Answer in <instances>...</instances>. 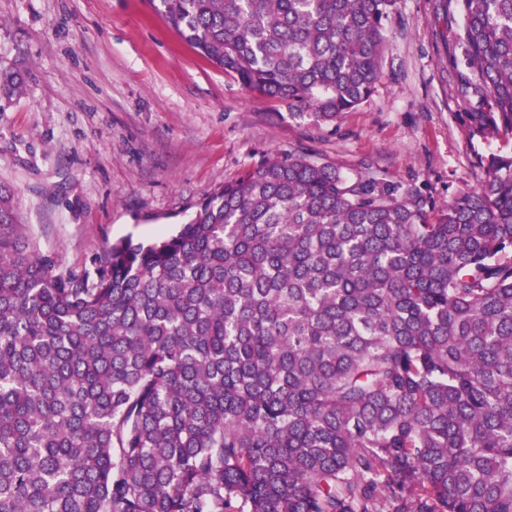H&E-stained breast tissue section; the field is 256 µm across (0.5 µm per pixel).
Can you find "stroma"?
I'll return each mask as SVG.
<instances>
[{
    "label": "stroma",
    "instance_id": "stroma-1",
    "mask_svg": "<svg viewBox=\"0 0 512 512\" xmlns=\"http://www.w3.org/2000/svg\"><path fill=\"white\" fill-rule=\"evenodd\" d=\"M460 23L438 0H400L374 92L318 126L202 58L147 0H0V69L26 79L0 96V178L40 248L76 268L119 238L173 234L208 194L290 152L368 164L446 204L501 146L467 132Z\"/></svg>",
    "mask_w": 512,
    "mask_h": 512
}]
</instances>
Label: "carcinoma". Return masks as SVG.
Returning <instances> with one entry per match:
<instances>
[{"label":"carcinoma","instance_id":"cac0c4a2","mask_svg":"<svg viewBox=\"0 0 512 512\" xmlns=\"http://www.w3.org/2000/svg\"><path fill=\"white\" fill-rule=\"evenodd\" d=\"M150 4L330 123L380 81L398 0ZM450 5L467 131L507 144L512 0ZM481 164L437 209L277 156L81 269L0 180V512H512V151Z\"/></svg>","mask_w":512,"mask_h":512}]
</instances>
